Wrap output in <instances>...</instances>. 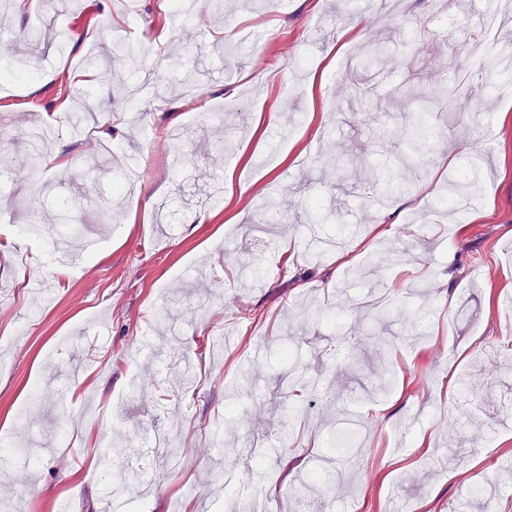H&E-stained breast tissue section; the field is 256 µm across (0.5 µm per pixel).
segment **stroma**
<instances>
[{"mask_svg":"<svg viewBox=\"0 0 512 512\" xmlns=\"http://www.w3.org/2000/svg\"><path fill=\"white\" fill-rule=\"evenodd\" d=\"M222 3L199 0L200 18L174 0L0 14V72L36 62L0 80V169L14 172L0 184V443L13 450L0 503L247 512L263 492L268 512H512V479L495 478L512 461V73L486 68L512 52V13L500 0ZM124 27L138 68L86 66ZM375 39L393 51L367 69ZM472 40L481 62L456 66ZM470 86L483 119L468 126ZM428 97L421 167L380 191L372 170L412 151ZM22 112L55 125L36 167ZM475 160L459 198L449 177ZM130 168L141 183L116 195ZM270 196L277 237L260 227ZM34 211L41 232L22 233ZM287 338L292 367L277 358ZM153 434L176 445L153 457L149 487L110 494L99 439ZM324 468L343 475L333 495L298 492Z\"/></svg>","mask_w":512,"mask_h":512,"instance_id":"stroma-1","label":"stroma"}]
</instances>
